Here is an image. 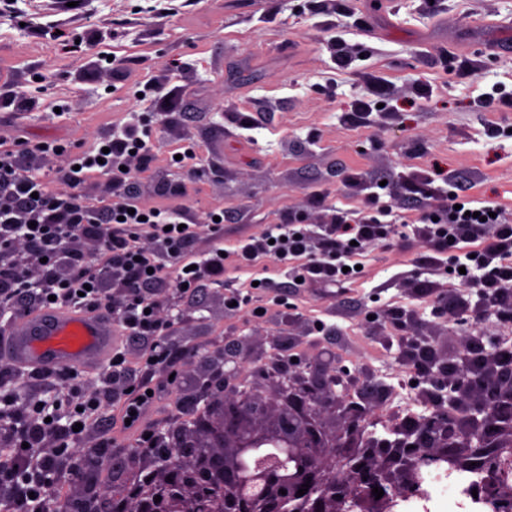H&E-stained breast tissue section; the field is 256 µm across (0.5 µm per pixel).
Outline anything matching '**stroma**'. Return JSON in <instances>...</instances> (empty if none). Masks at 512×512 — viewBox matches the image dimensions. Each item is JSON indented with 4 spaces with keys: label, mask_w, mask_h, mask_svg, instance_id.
I'll use <instances>...</instances> for the list:
<instances>
[{
    "label": "stroma",
    "mask_w": 512,
    "mask_h": 512,
    "mask_svg": "<svg viewBox=\"0 0 512 512\" xmlns=\"http://www.w3.org/2000/svg\"><path fill=\"white\" fill-rule=\"evenodd\" d=\"M153 4L90 0L115 23L98 33L100 51L125 61L112 70L60 57L42 34L55 15L38 0H18L24 23L0 18V65L30 73L25 91L39 101L22 122L25 138L75 152L99 128L138 127L154 142L151 160L132 164L141 201L223 210L229 250L278 224L321 233L340 214L387 205L406 229L393 245L367 246L354 282L314 275L291 289L262 257L225 264L223 284L193 296L169 293L175 324L164 345L177 374L156 377L155 404L129 445L205 411L200 389L228 349L243 351L267 395L275 357L292 354L346 367L339 393L372 407L379 424L418 412L393 316L413 311L439 353L456 357L461 329L428 285L460 281L431 265L436 251L416 232L429 210L412 188L432 182L441 217L459 183L472 204L512 215V0H163L160 14ZM174 58L182 68L173 78ZM170 81L167 97L141 101L145 86ZM187 151L189 168L178 160ZM263 277L269 288L227 310L229 287ZM384 510L477 512L446 488Z\"/></svg>",
    "instance_id": "1"
}]
</instances>
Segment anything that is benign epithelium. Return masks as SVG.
Wrapping results in <instances>:
<instances>
[{"label": "benign epithelium", "instance_id": "1", "mask_svg": "<svg viewBox=\"0 0 512 512\" xmlns=\"http://www.w3.org/2000/svg\"><path fill=\"white\" fill-rule=\"evenodd\" d=\"M401 359L424 374L428 413L393 440L375 437L359 410L342 430L324 425L322 414L342 407V367L276 360L282 382L268 398L234 362L224 371L223 406L171 434L169 453L154 461L151 480L131 485L124 512H192L210 499L221 512H380L394 497L420 493L418 468L512 436L511 353L465 336L450 360L419 334L404 337ZM375 487L384 491L378 500Z\"/></svg>", "mask_w": 512, "mask_h": 512}]
</instances>
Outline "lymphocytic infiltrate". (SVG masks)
I'll use <instances>...</instances> for the list:
<instances>
[{"mask_svg": "<svg viewBox=\"0 0 512 512\" xmlns=\"http://www.w3.org/2000/svg\"><path fill=\"white\" fill-rule=\"evenodd\" d=\"M151 140L138 132H94L90 146L47 164L57 148L31 145L22 136L0 142V313L18 316L55 309L102 311L124 336L161 338L171 322L159 300L168 288H198L206 279L224 274L221 245H214L202 260H195L189 244L200 225L217 232L214 212L197 213L182 203L148 206L125 192L132 177L130 157L149 161ZM105 180L114 194L111 203L96 206L92 177ZM470 203L448 212L446 222L423 225L422 233L437 251L448 254L451 270L466 269L465 276L483 311L502 321L512 320V222L491 215L489 206L470 216ZM381 216L356 222L340 215L324 234L313 236L297 224L277 225L274 235L252 237L237 250L241 260L272 257L288 265L293 278L306 274L332 281L356 278V265L369 242L389 239L390 227ZM96 243L94 253L81 246ZM176 362L162 345L144 356L135 385L124 389L113 404L121 418L138 428L155 399L150 390L156 375L174 369ZM73 372H57L55 402H41L40 391L28 390L13 413L21 441L43 447L53 440L47 457L56 467L59 449L73 446L83 453L101 455L117 439L98 433L100 400L97 393H79ZM80 397L79 409L69 406ZM67 410L66 428L54 417Z\"/></svg>", "mask_w": 512, "mask_h": 512, "instance_id": "lymphocytic-infiltrate-1", "label": "lymphocytic infiltrate"}]
</instances>
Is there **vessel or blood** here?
<instances>
[{"label": "vessel or blood", "instance_id": "1", "mask_svg": "<svg viewBox=\"0 0 512 512\" xmlns=\"http://www.w3.org/2000/svg\"><path fill=\"white\" fill-rule=\"evenodd\" d=\"M112 339V326L97 314L51 311L16 319L0 338V354L20 364L51 371L100 360Z\"/></svg>", "mask_w": 512, "mask_h": 512}]
</instances>
